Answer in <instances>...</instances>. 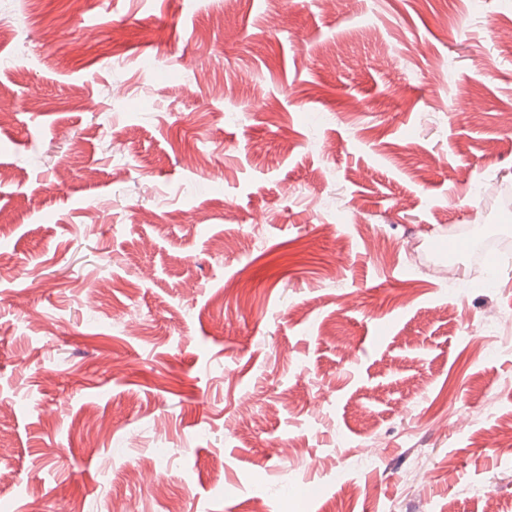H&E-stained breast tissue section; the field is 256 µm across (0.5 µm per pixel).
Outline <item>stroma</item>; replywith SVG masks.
<instances>
[{"mask_svg": "<svg viewBox=\"0 0 512 512\" xmlns=\"http://www.w3.org/2000/svg\"><path fill=\"white\" fill-rule=\"evenodd\" d=\"M0 27V512H512V0Z\"/></svg>", "mask_w": 512, "mask_h": 512, "instance_id": "35a3bbf8", "label": "stroma"}]
</instances>
